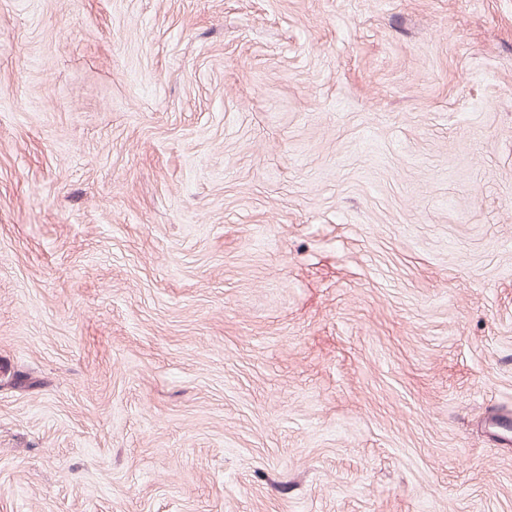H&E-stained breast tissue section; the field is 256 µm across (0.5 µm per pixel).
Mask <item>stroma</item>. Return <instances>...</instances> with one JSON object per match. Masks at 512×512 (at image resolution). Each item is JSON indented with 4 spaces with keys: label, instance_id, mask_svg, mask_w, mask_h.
<instances>
[{
    "label": "stroma",
    "instance_id": "1",
    "mask_svg": "<svg viewBox=\"0 0 512 512\" xmlns=\"http://www.w3.org/2000/svg\"><path fill=\"white\" fill-rule=\"evenodd\" d=\"M512 0H0V512H512Z\"/></svg>",
    "mask_w": 512,
    "mask_h": 512
}]
</instances>
